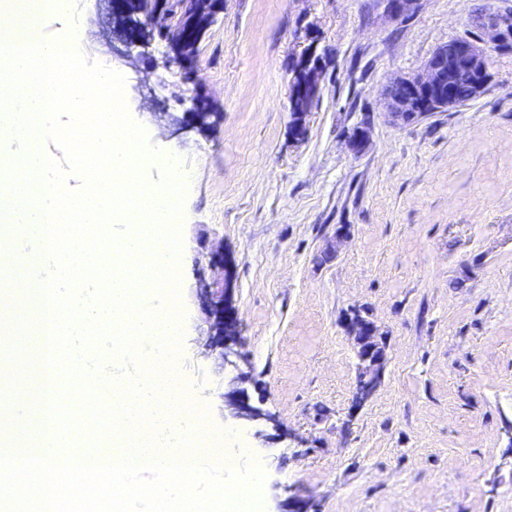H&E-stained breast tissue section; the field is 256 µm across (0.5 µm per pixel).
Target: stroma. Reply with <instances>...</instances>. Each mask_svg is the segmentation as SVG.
Here are the masks:
<instances>
[{
    "label": "stroma",
    "instance_id": "stroma-1",
    "mask_svg": "<svg viewBox=\"0 0 512 512\" xmlns=\"http://www.w3.org/2000/svg\"><path fill=\"white\" fill-rule=\"evenodd\" d=\"M485 7L512 0H417L400 20L387 0H224L199 45L217 114L202 132L169 118L188 106L164 43L120 56L105 11L73 2L79 50L124 76L130 116L186 176L179 375L225 448L263 465L264 512L297 495L315 512H512V46L491 52L476 101L407 124L382 105L391 78L438 46L479 39ZM304 28L327 68L298 143L288 61ZM358 126L369 138L355 153ZM342 224L349 238L323 260ZM217 242L234 261L238 369L269 424L218 412L224 372L192 293ZM355 309L387 363L354 412Z\"/></svg>",
    "mask_w": 512,
    "mask_h": 512
}]
</instances>
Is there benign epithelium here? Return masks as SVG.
I'll return each instance as SVG.
<instances>
[{"label": "benign epithelium", "instance_id": "1", "mask_svg": "<svg viewBox=\"0 0 512 512\" xmlns=\"http://www.w3.org/2000/svg\"><path fill=\"white\" fill-rule=\"evenodd\" d=\"M112 16V28L122 31L125 46L147 48L155 34H164L162 40L168 50L165 64L181 71L189 85L192 104L189 115L196 128L209 130L215 122V113L206 107L207 95L195 83L198 53L187 51V45L201 41L194 24L187 15L170 12L166 3L155 0L152 10L136 11L127 0H95ZM475 24L484 31L479 43L467 39L454 42L456 54L465 59L476 76L478 91H485L489 84V52L491 48L512 40V11L490 8L474 15ZM318 36L308 29L299 34L301 51L292 57L288 99L290 103V134L301 142L307 136L306 119L313 105L319 100L321 81L325 74V60L317 54ZM445 48L440 47L425 62L423 71L414 75H398L391 81L384 97L387 114L398 122H411L427 116L426 110L450 106L448 73L445 68ZM233 267L224 254V246L213 244L208 251L207 269L199 271L194 290L204 314L207 355L216 364H235L233 358L241 357L237 350L240 342V321L233 306ZM348 330L355 335L358 345L357 368L351 411L363 407L375 394L382 382L386 365L384 347L378 341L376 330L368 321L350 318ZM223 418L256 420L263 416L260 409L246 404L236 396V391L226 395L217 391Z\"/></svg>", "mask_w": 512, "mask_h": 512}]
</instances>
